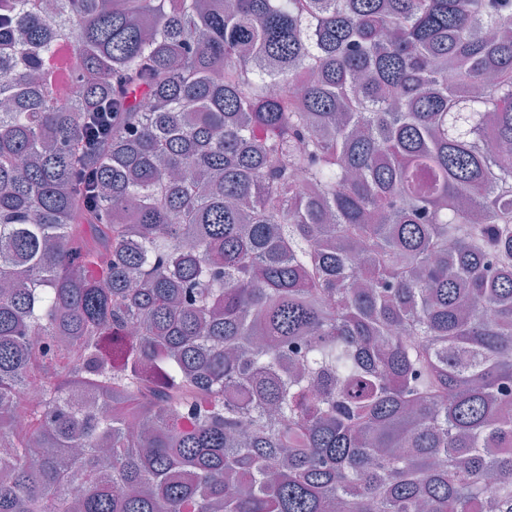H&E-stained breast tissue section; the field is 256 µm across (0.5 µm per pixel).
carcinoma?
I'll return each instance as SVG.
<instances>
[{
  "mask_svg": "<svg viewBox=\"0 0 512 512\" xmlns=\"http://www.w3.org/2000/svg\"><path fill=\"white\" fill-rule=\"evenodd\" d=\"M0 512H512V0H0Z\"/></svg>",
  "mask_w": 512,
  "mask_h": 512,
  "instance_id": "obj_1",
  "label": "carcinoma"
}]
</instances>
